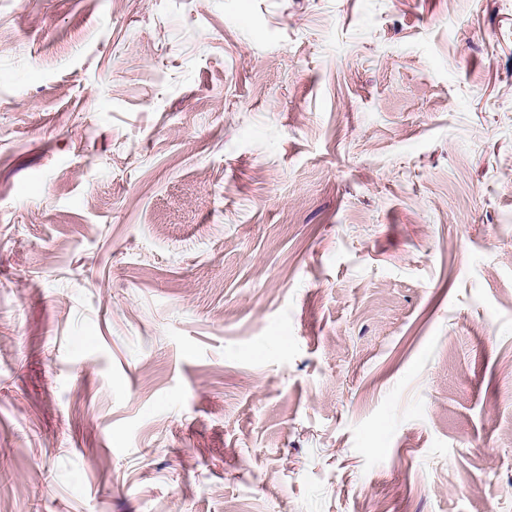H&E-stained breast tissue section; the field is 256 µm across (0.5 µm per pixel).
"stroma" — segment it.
<instances>
[{
	"mask_svg": "<svg viewBox=\"0 0 512 512\" xmlns=\"http://www.w3.org/2000/svg\"><path fill=\"white\" fill-rule=\"evenodd\" d=\"M0 512H512V0H0Z\"/></svg>",
	"mask_w": 512,
	"mask_h": 512,
	"instance_id": "35a3bbf8",
	"label": "stroma"
}]
</instances>
